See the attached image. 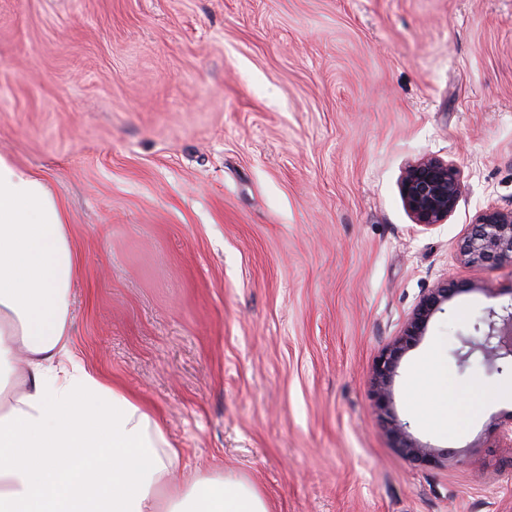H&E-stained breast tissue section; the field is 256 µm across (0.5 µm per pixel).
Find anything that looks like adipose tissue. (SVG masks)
<instances>
[{
  "mask_svg": "<svg viewBox=\"0 0 512 512\" xmlns=\"http://www.w3.org/2000/svg\"><path fill=\"white\" fill-rule=\"evenodd\" d=\"M80 274L64 204L0 154V512H270L255 484L180 466L145 403L76 357Z\"/></svg>",
  "mask_w": 512,
  "mask_h": 512,
  "instance_id": "1",
  "label": "adipose tissue"
}]
</instances>
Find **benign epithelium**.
Wrapping results in <instances>:
<instances>
[{
	"mask_svg": "<svg viewBox=\"0 0 512 512\" xmlns=\"http://www.w3.org/2000/svg\"><path fill=\"white\" fill-rule=\"evenodd\" d=\"M401 191L415 223L432 227L444 223L455 210L464 191L457 168L435 157L424 158L405 170ZM459 259L465 265L497 267L512 265V209L491 208L481 212L459 247ZM474 283L440 280L417 303L401 334L382 351L374 364L370 385L378 419L392 438L394 448L409 463L430 467L462 464L460 452L451 448H432L418 442L392 411V387L402 357L425 335L433 315L455 296L478 290ZM477 336L464 340L468 346L459 360L466 361L474 352L484 362L502 373L512 368V305L488 308L474 324ZM492 431L500 448H512V419L498 423Z\"/></svg>",
	"mask_w": 512,
	"mask_h": 512,
	"instance_id": "obj_1",
	"label": "benign epithelium"
}]
</instances>
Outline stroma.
Listing matches in <instances>:
<instances>
[{
    "mask_svg": "<svg viewBox=\"0 0 512 512\" xmlns=\"http://www.w3.org/2000/svg\"><path fill=\"white\" fill-rule=\"evenodd\" d=\"M65 203L75 352L161 417L182 462L272 512H512V373L455 352L512 267H469L512 207V0H0V154ZM453 163L448 220L414 223L420 159ZM476 283L402 358L393 411L466 466L405 461L371 370L443 278ZM438 374L454 432L414 383ZM458 255L465 265L512 267V209L481 212L461 242Z\"/></svg>",
    "mask_w": 512,
    "mask_h": 512,
    "instance_id": "obj_1",
    "label": "stroma"
}]
</instances>
